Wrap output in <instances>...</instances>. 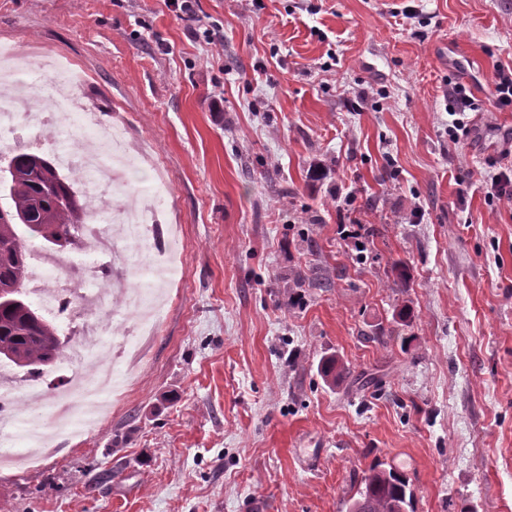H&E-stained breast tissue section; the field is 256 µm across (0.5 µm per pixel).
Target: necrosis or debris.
Segmentation results:
<instances>
[{
  "label": "necrosis or debris",
  "mask_w": 512,
  "mask_h": 512,
  "mask_svg": "<svg viewBox=\"0 0 512 512\" xmlns=\"http://www.w3.org/2000/svg\"><path fill=\"white\" fill-rule=\"evenodd\" d=\"M16 58L9 45L0 44V159H7L21 144V130L53 131L65 126L80 105L64 85L67 77L58 59L38 62L36 76ZM127 145L119 131H108L100 139H81L69 151L57 154L59 166L70 173H93L84 183L88 221L78 235L83 252L102 257L99 265L85 267L82 279L69 273L70 264L57 256L35 254L27 279L32 295L42 300L50 313L61 314L80 331L67 349L66 383L70 390L111 397L112 375L117 369L132 371L141 356L140 340L151 328L149 317L130 324L115 317H101L111 298L101 286L113 273L125 270L131 253L146 252L144 272L152 279L173 280L178 269L173 249L159 243L164 226L156 199L142 192L132 204L119 207V221L106 218L103 204L112 193L115 177L112 159H125ZM27 405H13L7 392H0V460L23 461L41 456L34 445H15L12 430L24 420Z\"/></svg>",
  "instance_id": "1"
}]
</instances>
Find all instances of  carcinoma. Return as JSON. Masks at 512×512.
I'll return each mask as SVG.
<instances>
[{
  "mask_svg": "<svg viewBox=\"0 0 512 512\" xmlns=\"http://www.w3.org/2000/svg\"><path fill=\"white\" fill-rule=\"evenodd\" d=\"M0 171L7 179V198L0 203V363L42 376L62 357L63 333L27 299L23 285L31 249L26 237L54 247L73 243V230L84 220L83 205L74 181L53 156L21 150ZM410 506L407 477L378 461L362 476L347 512H407Z\"/></svg>",
  "mask_w": 512,
  "mask_h": 512,
  "instance_id": "cac0c4a2",
  "label": "carcinoma"
}]
</instances>
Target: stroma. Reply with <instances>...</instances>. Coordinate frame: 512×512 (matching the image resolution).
<instances>
[{
  "instance_id": "stroma-1",
  "label": "stroma",
  "mask_w": 512,
  "mask_h": 512,
  "mask_svg": "<svg viewBox=\"0 0 512 512\" xmlns=\"http://www.w3.org/2000/svg\"><path fill=\"white\" fill-rule=\"evenodd\" d=\"M196 11L221 44L164 0H0V43L84 77L81 113L26 146L123 128L112 200L169 186L180 268L111 415L0 468V512H346L378 459L415 512H512V200L488 193L512 0ZM454 83L478 101L455 143Z\"/></svg>"
}]
</instances>
